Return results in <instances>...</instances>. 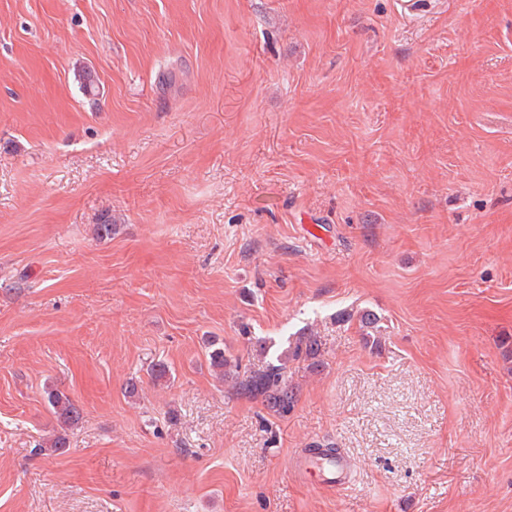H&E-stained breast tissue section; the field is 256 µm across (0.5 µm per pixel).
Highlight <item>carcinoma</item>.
Wrapping results in <instances>:
<instances>
[{
  "label": "carcinoma",
  "instance_id": "carcinoma-1",
  "mask_svg": "<svg viewBox=\"0 0 512 512\" xmlns=\"http://www.w3.org/2000/svg\"><path fill=\"white\" fill-rule=\"evenodd\" d=\"M317 352L316 340L311 336L306 337L299 341L293 351L280 355L278 363H270L261 373L241 379L239 363L225 355L224 344L215 339L208 342L209 363L215 374L221 378L236 379L240 393L262 398L268 407L280 415L289 413L294 407V394L288 386V359L302 354L313 358ZM44 394L57 428L38 443V451L56 453L69 447V429L79 422L81 412L69 396L56 389L48 388Z\"/></svg>",
  "mask_w": 512,
  "mask_h": 512
}]
</instances>
